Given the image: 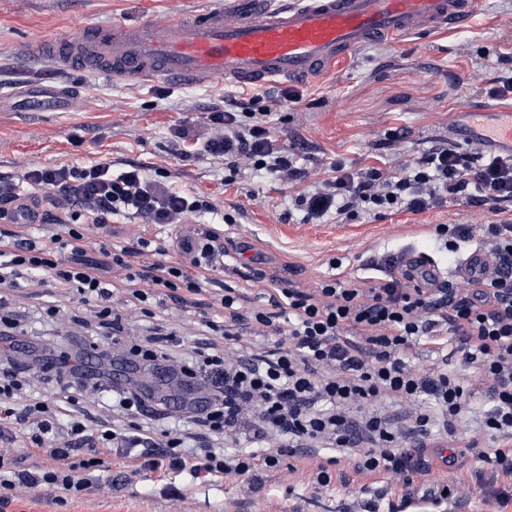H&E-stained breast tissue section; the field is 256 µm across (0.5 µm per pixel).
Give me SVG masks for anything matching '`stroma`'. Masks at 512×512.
Wrapping results in <instances>:
<instances>
[{
    "instance_id": "35a3bbf8",
    "label": "stroma",
    "mask_w": 512,
    "mask_h": 512,
    "mask_svg": "<svg viewBox=\"0 0 512 512\" xmlns=\"http://www.w3.org/2000/svg\"><path fill=\"white\" fill-rule=\"evenodd\" d=\"M173 0H0V172L89 162H133L146 172L161 170L171 188L208 198L234 223L223 225L224 261L257 265L268 278L253 283V293H272L274 279L307 285L332 273L369 280L383 276L380 257L419 254L442 277L459 280L469 249L451 253L438 248L430 230L436 224H490L498 216L484 207L443 205L413 214L399 212L378 220L358 218L343 224L327 220L307 224L290 211L291 196L312 182L330 177V165L360 169L381 167L392 153L420 157L431 147L451 142L448 132L460 106L487 97L494 79L512 76V0H477L460 29L415 33L379 40L353 52L332 72L314 82H280L295 100L270 118L274 139L298 147L297 165L306 178L284 183L241 167L227 177L224 163L195 157L198 138L210 130V112L242 88L218 80L203 87L136 79L110 80L93 72L63 70L29 59L25 47L35 40L77 32L87 24L123 18L157 23L166 19ZM189 132L187 157L170 150L175 131ZM404 130L396 148L385 143L389 130ZM59 306L57 323L44 322L48 306ZM78 300L54 281L22 282L8 308L24 314L37 336L82 333L103 336L98 319L84 325L70 320ZM158 326L176 328L181 338L174 358L203 342L197 316L172 301L152 307ZM479 464L472 455L452 465L434 463L411 484L387 475L346 472L329 487L316 488V469L302 458H284L277 475L232 476L195 487L182 498L161 492L156 474L129 482L120 459H113L108 486L65 506L52 492L32 497L19 492L9 512H363L374 500L377 512H487L473 492ZM455 482L462 494L445 506L420 502L426 485Z\"/></svg>"
}]
</instances>
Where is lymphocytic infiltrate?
<instances>
[{
  "instance_id": "obj_1",
  "label": "lymphocytic infiltrate",
  "mask_w": 512,
  "mask_h": 512,
  "mask_svg": "<svg viewBox=\"0 0 512 512\" xmlns=\"http://www.w3.org/2000/svg\"><path fill=\"white\" fill-rule=\"evenodd\" d=\"M288 98L268 92L237 109L215 108L200 156L277 180L302 178L267 122ZM35 190L46 204L41 223L60 228L46 239L18 221ZM461 200L500 216L485 225L490 247L468 263L461 285L425 271L393 273L370 286L331 275L311 288L289 282L260 304L248 289L217 288L213 273L224 265V245L214 225H196L185 238L186 265L166 263L168 240L110 234L117 217L175 227L212 211L211 202L174 191L134 166L113 173L108 162L0 173L1 289L16 287L23 275L52 278L118 331L126 318L152 317V304L165 296L201 308L202 325L224 341L223 350L196 351L179 365L181 383L206 390L204 400L156 402L121 379L112 384V406L126 415V427L106 421L90 427L74 418L63 435L61 415L86 395L97 364L115 355L105 343L90 355L52 356L32 346L23 370L14 360L24 342L16 333L20 322H6L0 328V442L20 445L29 466L18 468L0 453V504L21 488H53L62 503L83 495L94 475L110 469L100 455L105 448L125 459L127 478L159 474L168 481L165 493L179 498L175 477L208 484L259 469L272 473L283 456H309L314 444L326 442L335 454L318 465V486H328L329 466L346 460L366 475H425L424 453L459 444L492 464L484 500L506 507L512 495L496 484L499 476H512V220L502 216L512 203V156L488 155L473 142L463 152L440 147L384 168L339 163L293 205L305 222L321 224L332 215L378 218ZM92 227L109 234L94 257L87 248ZM246 332L272 337L273 344L243 350ZM177 341L171 333L142 336L115 357L132 367L160 361L164 375L166 349ZM421 343L437 354H458L466 377L445 367L416 368L411 352ZM50 370L60 397L39 395L18 405L27 377ZM164 419L190 422L201 435L188 444L184 434L156 429Z\"/></svg>"
}]
</instances>
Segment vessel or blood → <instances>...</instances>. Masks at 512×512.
I'll use <instances>...</instances> for the list:
<instances>
[{"instance_id": "b4317fda", "label": "vessel or blood", "mask_w": 512, "mask_h": 512, "mask_svg": "<svg viewBox=\"0 0 512 512\" xmlns=\"http://www.w3.org/2000/svg\"><path fill=\"white\" fill-rule=\"evenodd\" d=\"M474 7L475 0H223L198 13L173 8L161 23L116 20L27 50L113 78L262 86L313 79L378 39L459 25ZM468 109L495 115L482 138L512 156V103L478 101Z\"/></svg>"}]
</instances>
